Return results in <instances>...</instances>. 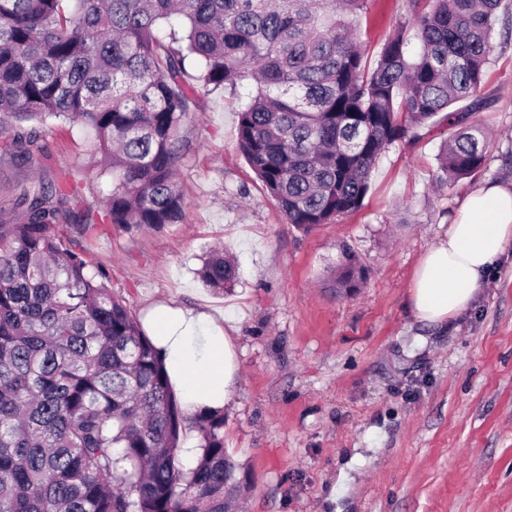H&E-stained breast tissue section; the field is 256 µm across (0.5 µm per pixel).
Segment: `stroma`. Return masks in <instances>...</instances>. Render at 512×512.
I'll use <instances>...</instances> for the list:
<instances>
[{"mask_svg": "<svg viewBox=\"0 0 512 512\" xmlns=\"http://www.w3.org/2000/svg\"><path fill=\"white\" fill-rule=\"evenodd\" d=\"M406 17V0H369L368 56ZM251 90L211 89L191 113L182 223H100L88 239L89 260L134 317L160 303L223 311L238 365L224 449L243 480L242 512H512V252L448 322L420 320L409 298L463 198L512 185V40L497 46L493 104L477 116L489 138L483 171L436 188L449 130L420 128L381 155L359 211L307 233L286 224L238 149ZM45 140L50 177L103 211L112 180L98 173L91 131L53 125ZM344 246L366 272L349 296L327 282ZM212 247L238 263L232 291L200 280Z\"/></svg>", "mask_w": 512, "mask_h": 512, "instance_id": "1", "label": "stroma"}]
</instances>
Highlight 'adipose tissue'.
<instances>
[{
    "mask_svg": "<svg viewBox=\"0 0 512 512\" xmlns=\"http://www.w3.org/2000/svg\"><path fill=\"white\" fill-rule=\"evenodd\" d=\"M512 247V187L489 184L461 202L446 239L429 249L410 287L417 316L440 324L466 310L490 267ZM150 339L187 413L230 402L237 364L230 336L209 315L157 306Z\"/></svg>",
    "mask_w": 512,
    "mask_h": 512,
    "instance_id": "adipose-tissue-1",
    "label": "adipose tissue"
}]
</instances>
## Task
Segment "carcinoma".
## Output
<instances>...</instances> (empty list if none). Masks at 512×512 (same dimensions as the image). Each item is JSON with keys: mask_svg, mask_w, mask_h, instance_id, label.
I'll list each match as a JSON object with an SVG mask.
<instances>
[{"mask_svg": "<svg viewBox=\"0 0 512 512\" xmlns=\"http://www.w3.org/2000/svg\"><path fill=\"white\" fill-rule=\"evenodd\" d=\"M367 4L0 0V161L40 170L47 144L27 123L79 122L112 176L109 223L178 224L181 131L206 88L248 81L238 148L295 228L360 209L381 155L439 115L451 130L439 184L481 171L475 116L492 105L484 77L503 0H408L372 66L359 40ZM174 18L181 30L165 43L156 29ZM80 204L42 176L0 218V512H228L237 467L224 413L195 415L200 454L184 467L182 406L139 321L87 260L95 219ZM64 222L78 238L51 232ZM200 277L229 289L238 267L217 251ZM364 278L341 247L330 286Z\"/></svg>", "mask_w": 512, "mask_h": 512, "instance_id": "cac0c4a2", "label": "carcinoma"}]
</instances>
